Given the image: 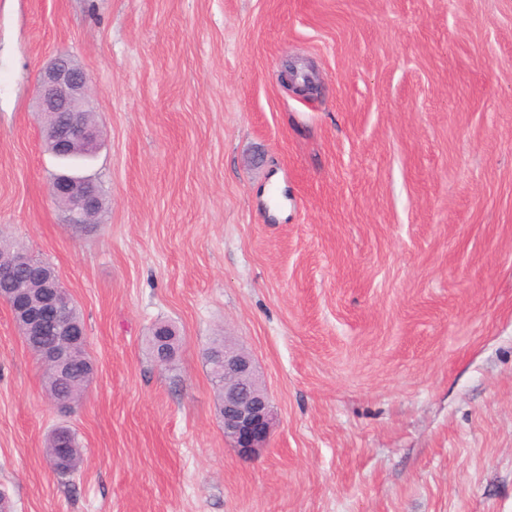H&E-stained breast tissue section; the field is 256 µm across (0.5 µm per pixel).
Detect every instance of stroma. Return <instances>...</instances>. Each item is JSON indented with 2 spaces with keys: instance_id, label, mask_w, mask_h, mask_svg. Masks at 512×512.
Instances as JSON below:
<instances>
[{
  "instance_id": "stroma-1",
  "label": "stroma",
  "mask_w": 512,
  "mask_h": 512,
  "mask_svg": "<svg viewBox=\"0 0 512 512\" xmlns=\"http://www.w3.org/2000/svg\"><path fill=\"white\" fill-rule=\"evenodd\" d=\"M60 52L101 131L87 232L49 196ZM0 234L54 268L94 364L60 413L0 301L11 512H512V0H0ZM223 336L271 399L253 457L216 410ZM280 77L281 81L299 96L308 97L313 94L314 91H317L318 87L314 78L308 74L303 75V78H306V81L303 80L302 83L298 82V73L294 70L292 65L284 66ZM70 433V443L72 445V458L68 466V470H63L57 473L61 477H70L78 471L80 463L82 462L83 448L76 439V435L68 428ZM68 431L65 428H61L56 434L55 447L52 448L54 440L48 437L46 441V448H52L51 454L48 456L52 469L64 464L69 459L70 448L68 442Z\"/></svg>"
}]
</instances>
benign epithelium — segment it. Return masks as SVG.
Instances as JSON below:
<instances>
[{
  "label": "benign epithelium",
  "instance_id": "obj_1",
  "mask_svg": "<svg viewBox=\"0 0 512 512\" xmlns=\"http://www.w3.org/2000/svg\"><path fill=\"white\" fill-rule=\"evenodd\" d=\"M281 81L296 94L308 97L317 90L312 76L306 81L297 80L293 66L286 65L280 74ZM91 86L85 70L70 56L60 54L46 64L39 75L37 96L39 111L45 123V140L49 150L62 158L81 151L92 155L99 143L98 125L73 124L64 121L63 112H89ZM54 200L69 202L68 223L91 224L98 213L102 199L96 186L88 179L61 174L52 183ZM36 266L34 258L22 250L15 251L7 259H0V278H7L18 269ZM41 288L37 293L29 289H16L6 300L17 325L25 337L48 335L50 345L41 349L40 358L44 369L59 380H67L71 374L85 369L87 360L80 347L81 322L75 316L73 297L59 289L55 273L43 269L40 274ZM220 373L224 382L222 392L224 439L231 442L238 453L254 456L267 447L274 418L266 388L259 380L252 357L229 339H224ZM68 431L61 428L56 434L55 448L49 461L52 468L69 459Z\"/></svg>",
  "mask_w": 512,
  "mask_h": 512
}]
</instances>
